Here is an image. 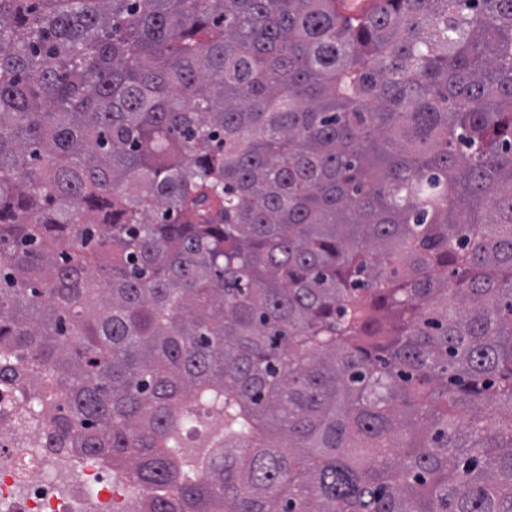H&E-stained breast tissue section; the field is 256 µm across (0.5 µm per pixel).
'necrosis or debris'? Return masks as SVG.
<instances>
[{
  "instance_id": "4bbe7bcc",
  "label": "necrosis or debris",
  "mask_w": 512,
  "mask_h": 512,
  "mask_svg": "<svg viewBox=\"0 0 512 512\" xmlns=\"http://www.w3.org/2000/svg\"><path fill=\"white\" fill-rule=\"evenodd\" d=\"M143 497L99 457L53 455L27 441L0 450V512H132Z\"/></svg>"
}]
</instances>
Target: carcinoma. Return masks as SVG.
Listing matches in <instances>:
<instances>
[{"label": "carcinoma", "mask_w": 512, "mask_h": 512, "mask_svg": "<svg viewBox=\"0 0 512 512\" xmlns=\"http://www.w3.org/2000/svg\"><path fill=\"white\" fill-rule=\"evenodd\" d=\"M146 512H512V0H0V392Z\"/></svg>", "instance_id": "carcinoma-1"}]
</instances>
